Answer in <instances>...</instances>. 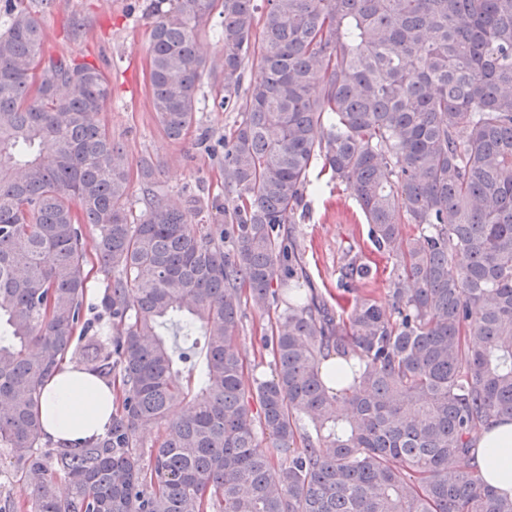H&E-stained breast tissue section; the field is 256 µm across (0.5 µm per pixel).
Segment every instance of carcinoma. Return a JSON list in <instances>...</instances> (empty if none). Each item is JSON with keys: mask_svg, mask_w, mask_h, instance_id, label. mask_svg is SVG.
<instances>
[{"mask_svg": "<svg viewBox=\"0 0 512 512\" xmlns=\"http://www.w3.org/2000/svg\"><path fill=\"white\" fill-rule=\"evenodd\" d=\"M262 2L146 5L166 137L189 134L206 75L241 118L221 138L229 196L175 202L144 156L136 211L124 146L98 121L110 80L51 53L38 15L52 0H5L0 448L28 512H512L468 443L512 416V0ZM216 9L223 55L208 69L198 31ZM254 53L262 76L245 87ZM315 168L350 190L393 260L392 312L290 288L274 375L251 381L242 304H278L275 285L303 273L282 230L308 212ZM91 254L104 281L88 318ZM371 275L348 252L339 286ZM174 328L202 339L203 366ZM333 354L352 375L337 391L321 368ZM67 355L121 385L110 426L82 448L51 446L39 418ZM180 365L194 381L174 379ZM150 424L163 433L147 465L136 436Z\"/></svg>", "mask_w": 512, "mask_h": 512, "instance_id": "1", "label": "carcinoma"}]
</instances>
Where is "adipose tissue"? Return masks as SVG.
<instances>
[{"mask_svg": "<svg viewBox=\"0 0 512 512\" xmlns=\"http://www.w3.org/2000/svg\"><path fill=\"white\" fill-rule=\"evenodd\" d=\"M115 406L111 385L63 365L43 387L39 417L52 442L79 446L105 432ZM470 446L472 463L482 479L500 493L512 494V417H500L474 430Z\"/></svg>", "mask_w": 512, "mask_h": 512, "instance_id": "obj_1", "label": "adipose tissue"}]
</instances>
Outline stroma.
<instances>
[{
    "mask_svg": "<svg viewBox=\"0 0 512 512\" xmlns=\"http://www.w3.org/2000/svg\"><path fill=\"white\" fill-rule=\"evenodd\" d=\"M143 0H54L42 13V25L55 51L99 66L112 81V101L100 115L113 138L121 141L130 164L144 156L161 164L159 179L172 200L198 187L210 194L224 191V178L217 160L193 149L190 141L173 142L162 132L152 112L145 89L150 21L144 15ZM81 19L84 30L72 38L69 23ZM240 115L214 103L210 90H202L191 135L208 129L221 137ZM309 212L304 221L289 230L301 252L302 263L314 287L328 305L347 308L354 292L337 288L336 282L348 247H356L377 269L367 292L382 306H390L391 259L377 253L367 237L368 226L357 211L356 202L345 186L320 179L309 196ZM279 313L243 304L237 342L241 348L245 374L249 379L271 378L273 356L265 339Z\"/></svg>",
    "mask_w": 512,
    "mask_h": 512,
    "instance_id": "35a3bbf8",
    "label": "stroma"
}]
</instances>
